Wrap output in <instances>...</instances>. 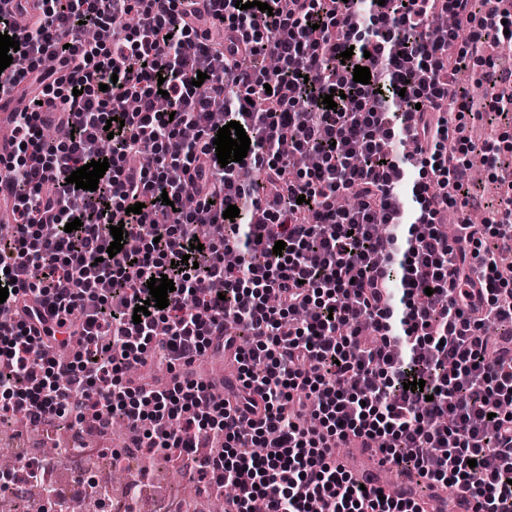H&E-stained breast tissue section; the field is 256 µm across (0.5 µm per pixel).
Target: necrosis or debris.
Masks as SVG:
<instances>
[{
  "mask_svg": "<svg viewBox=\"0 0 512 512\" xmlns=\"http://www.w3.org/2000/svg\"><path fill=\"white\" fill-rule=\"evenodd\" d=\"M141 449L115 454L91 448L77 437L74 448L60 454L15 448L11 467L0 469V486L11 492L12 512H71L75 503L87 504L88 512H179L183 495L178 486L156 492L149 479L139 477ZM134 475L129 492L112 491L113 472Z\"/></svg>",
  "mask_w": 512,
  "mask_h": 512,
  "instance_id": "1",
  "label": "necrosis or debris"
}]
</instances>
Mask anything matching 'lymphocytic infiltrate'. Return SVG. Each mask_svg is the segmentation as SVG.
Wrapping results in <instances>:
<instances>
[{"instance_id": "f902f5d3", "label": "lymphocytic infiltrate", "mask_w": 512, "mask_h": 512, "mask_svg": "<svg viewBox=\"0 0 512 512\" xmlns=\"http://www.w3.org/2000/svg\"><path fill=\"white\" fill-rule=\"evenodd\" d=\"M266 2L264 13L236 0H17L0 14L28 63L0 72L13 124L0 287L15 288L13 318L0 322V416L76 426L93 411L102 428L118 419L145 432L149 457L219 442L200 476L235 487L225 512H426L361 490L336 461L349 439L428 488H468L476 512H512V336L484 332L512 327V279L497 269L512 251V190L484 223L462 220L451 238L439 227L467 200L471 154L501 169V151L475 146L466 127L512 116L487 53L512 42V0L485 11L478 0H292L287 13ZM440 12L457 29L433 32ZM88 25L110 39L85 40ZM358 65L369 83L354 82ZM474 66L477 105L454 81ZM22 85L26 107L10 110ZM334 89L347 96L329 109ZM217 100L251 141L225 166ZM49 126L73 135L46 138ZM142 152L153 167H129ZM101 158L97 190L68 183ZM340 194L359 206L337 208ZM231 204L240 214L224 218ZM118 213L139 248L111 257ZM163 275L175 286L168 307L133 321ZM228 320L240 336L213 342ZM220 351L237 356L238 375L218 400L199 377L138 383L127 372ZM419 379L423 390H405Z\"/></svg>"}]
</instances>
